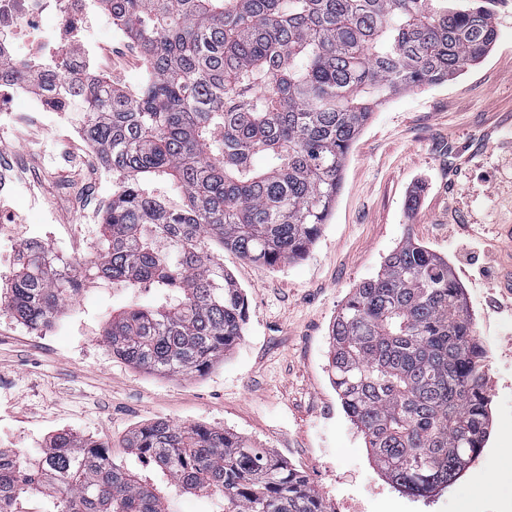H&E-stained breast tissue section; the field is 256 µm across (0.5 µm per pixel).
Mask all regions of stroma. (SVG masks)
I'll return each mask as SVG.
<instances>
[{
	"mask_svg": "<svg viewBox=\"0 0 512 512\" xmlns=\"http://www.w3.org/2000/svg\"><path fill=\"white\" fill-rule=\"evenodd\" d=\"M498 38L488 56L445 85L403 92L380 105L354 143L330 220L300 260L269 267L225 251L224 267L243 289L249 318L241 339L205 373L160 376L113 356L99 336L113 313L154 293L130 295L106 280L88 281L59 315L46 340L10 310L0 309V438L29 456L65 430L111 443L115 462L154 481L153 465L128 455L123 438L162 418L199 423L249 439L307 477L334 512L343 500L366 512H477L512 500V293L503 271L512 262V0L496 7ZM97 54L113 51L121 65L114 84L137 85V46L116 37L110 16L95 29ZM24 98L0 115V151L24 153L13 170L16 212L29 229L51 234L48 246L70 261L95 259L99 227L87 223L90 187L71 183L59 162L61 133L50 119L25 116ZM45 179L57 193L47 204L34 187ZM417 206H409L412 192ZM414 240L447 259L460 282L485 360L493 457L473 462L430 507L390 489L369 448L345 414L330 380V330L341 304L385 257ZM387 493L373 497L374 486Z\"/></svg>",
	"mask_w": 512,
	"mask_h": 512,
	"instance_id": "35a3bbf8",
	"label": "stroma"
}]
</instances>
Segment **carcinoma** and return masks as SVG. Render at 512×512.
Masks as SVG:
<instances>
[{
	"mask_svg": "<svg viewBox=\"0 0 512 512\" xmlns=\"http://www.w3.org/2000/svg\"><path fill=\"white\" fill-rule=\"evenodd\" d=\"M141 50L134 88L53 71L39 88L79 102L112 172L97 255L76 269L27 244L8 305L52 326L90 278L158 302L112 317V354L160 374L207 370L243 336L247 305L224 250L275 266L328 223L351 148L388 98L438 86L497 41L496 0H96ZM332 383L379 470L427 497L485 447V364L448 261L407 241L345 298ZM176 490L224 512H334L301 473L204 424L149 421L124 441ZM170 512L164 488L70 432L22 458L0 448V512Z\"/></svg>",
	"mask_w": 512,
	"mask_h": 512,
	"instance_id": "cac0c4a2",
	"label": "carcinoma"
}]
</instances>
